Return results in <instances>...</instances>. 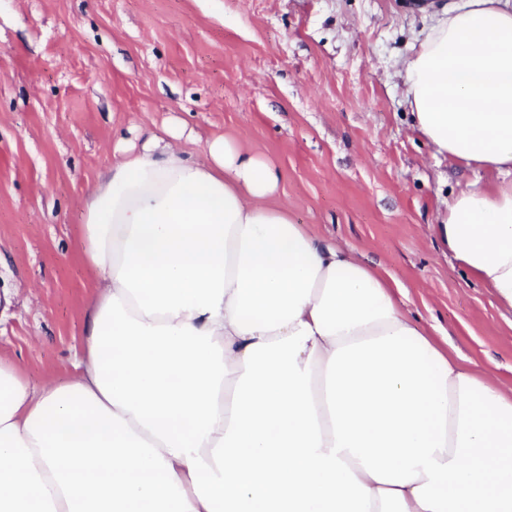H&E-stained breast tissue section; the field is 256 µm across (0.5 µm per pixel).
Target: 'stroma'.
Instances as JSON below:
<instances>
[{
  "instance_id": "obj_1",
  "label": "stroma",
  "mask_w": 512,
  "mask_h": 512,
  "mask_svg": "<svg viewBox=\"0 0 512 512\" xmlns=\"http://www.w3.org/2000/svg\"><path fill=\"white\" fill-rule=\"evenodd\" d=\"M424 0H0V360L76 373L94 277L83 199L132 128L225 135L272 159L296 223L382 264L400 301L512 387V326L434 232L478 173L403 102Z\"/></svg>"
}]
</instances>
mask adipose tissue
<instances>
[{
    "instance_id": "1",
    "label": "adipose tissue",
    "mask_w": 512,
    "mask_h": 512,
    "mask_svg": "<svg viewBox=\"0 0 512 512\" xmlns=\"http://www.w3.org/2000/svg\"><path fill=\"white\" fill-rule=\"evenodd\" d=\"M439 155L491 174L436 231L512 313V0H458L404 62ZM185 126L119 142L82 207L77 376L0 361V512H512V389L295 223L282 172Z\"/></svg>"
}]
</instances>
